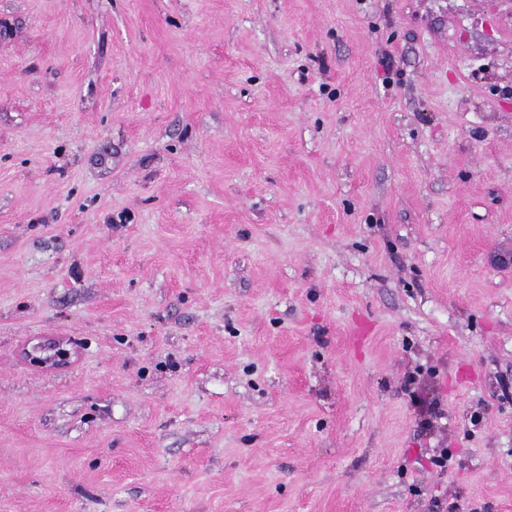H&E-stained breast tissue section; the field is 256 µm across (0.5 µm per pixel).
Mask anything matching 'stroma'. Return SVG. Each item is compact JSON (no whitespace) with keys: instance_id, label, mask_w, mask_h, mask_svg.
Listing matches in <instances>:
<instances>
[{"instance_id":"1","label":"stroma","mask_w":512,"mask_h":512,"mask_svg":"<svg viewBox=\"0 0 512 512\" xmlns=\"http://www.w3.org/2000/svg\"><path fill=\"white\" fill-rule=\"evenodd\" d=\"M0 512H512V0H0Z\"/></svg>"}]
</instances>
